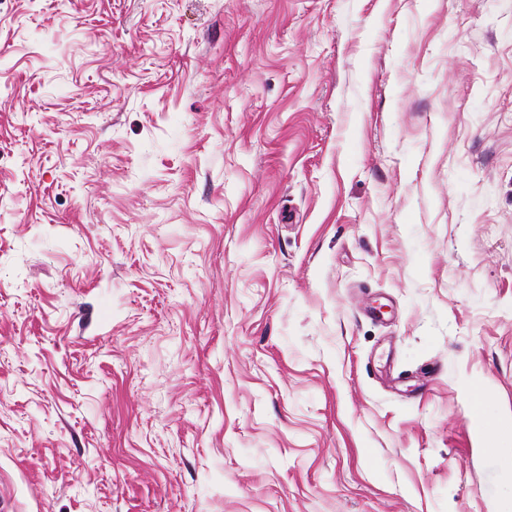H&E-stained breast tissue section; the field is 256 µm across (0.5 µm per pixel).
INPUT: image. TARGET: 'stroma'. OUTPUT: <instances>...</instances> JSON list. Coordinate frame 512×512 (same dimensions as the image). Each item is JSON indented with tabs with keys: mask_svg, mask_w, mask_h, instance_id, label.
Returning a JSON list of instances; mask_svg holds the SVG:
<instances>
[{
	"mask_svg": "<svg viewBox=\"0 0 512 512\" xmlns=\"http://www.w3.org/2000/svg\"><path fill=\"white\" fill-rule=\"evenodd\" d=\"M512 0H0V512H512Z\"/></svg>",
	"mask_w": 512,
	"mask_h": 512,
	"instance_id": "obj_1",
	"label": "stroma"
}]
</instances>
